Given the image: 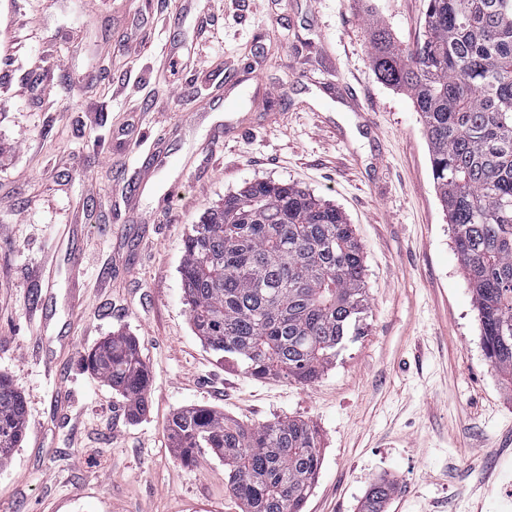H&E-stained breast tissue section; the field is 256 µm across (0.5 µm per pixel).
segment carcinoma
<instances>
[{
  "label": "carcinoma",
  "instance_id": "1",
  "mask_svg": "<svg viewBox=\"0 0 512 512\" xmlns=\"http://www.w3.org/2000/svg\"><path fill=\"white\" fill-rule=\"evenodd\" d=\"M370 44L376 78L421 114L485 357L512 380V0H428L414 46L378 25ZM184 249L196 335L253 379L314 382L361 333L368 294L352 225L295 184L258 180L225 197ZM87 360L131 419L146 413L149 373L135 338L114 332ZM27 425L23 397L0 377V466ZM168 430L182 454L210 448L224 460L243 512H302L321 468L318 431L301 419L248 426L187 408ZM395 492L375 482L360 512H383Z\"/></svg>",
  "mask_w": 512,
  "mask_h": 512
}]
</instances>
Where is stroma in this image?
<instances>
[{"mask_svg":"<svg viewBox=\"0 0 512 512\" xmlns=\"http://www.w3.org/2000/svg\"><path fill=\"white\" fill-rule=\"evenodd\" d=\"M426 8L0 0V375L28 417L0 512H242L222 459L172 443L192 407L315 425L303 512H359L382 478L397 487L384 512H512V383L485 358L421 117L369 59V20L407 47ZM157 142L166 163L133 195ZM257 180L339 207L363 250L364 333L311 384L246 376L184 301L193 224ZM118 331L151 374L136 421L85 363Z\"/></svg>","mask_w":512,"mask_h":512,"instance_id":"35a3bbf8","label":"stroma"}]
</instances>
